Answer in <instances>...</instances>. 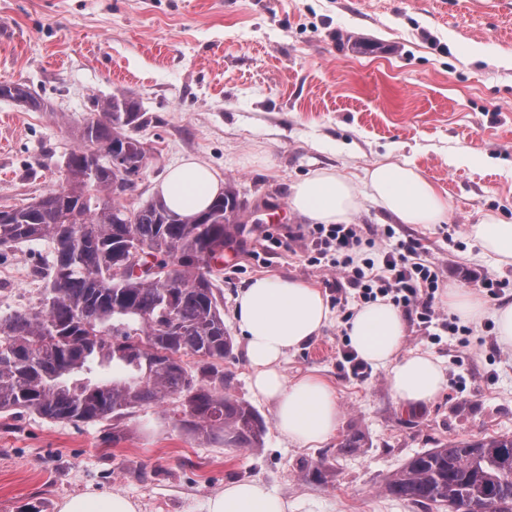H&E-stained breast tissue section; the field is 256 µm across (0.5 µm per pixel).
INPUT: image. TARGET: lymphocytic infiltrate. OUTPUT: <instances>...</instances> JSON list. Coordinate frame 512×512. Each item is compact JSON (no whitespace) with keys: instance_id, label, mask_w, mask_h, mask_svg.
I'll list each match as a JSON object with an SVG mask.
<instances>
[{"instance_id":"lymphocytic-infiltrate-1","label":"lymphocytic infiltrate","mask_w":512,"mask_h":512,"mask_svg":"<svg viewBox=\"0 0 512 512\" xmlns=\"http://www.w3.org/2000/svg\"><path fill=\"white\" fill-rule=\"evenodd\" d=\"M310 238L315 262L336 269L349 285L338 293L339 307H347L353 298L367 303L383 297L415 315L423 327L436 325L448 335H464V328L435 305L441 273L423 259L418 239H398L392 228L370 230L362 224H316ZM380 238L388 239L390 245L379 259L354 261V254L374 248Z\"/></svg>"}]
</instances>
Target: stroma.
<instances>
[{
	"mask_svg": "<svg viewBox=\"0 0 512 512\" xmlns=\"http://www.w3.org/2000/svg\"><path fill=\"white\" fill-rule=\"evenodd\" d=\"M1 82L24 85L42 106L0 99V209L63 185L79 128L115 93L141 103L137 135L152 146L126 206L157 197L189 156L238 192L244 208L216 265L233 339L220 367L266 433L257 448L199 438L182 429L175 399L92 423L19 410L0 417V512H58L88 491L126 495L138 512H205L225 485L250 479L291 512H444L380 488L441 443L512 435V348L498 343L492 317L471 323L461 347L408 322L407 349L437 357L447 380L435 400L409 408L384 370L351 373L334 312L285 364L288 376L314 370L336 391L337 434L314 448L284 439L272 403L253 394L235 317L240 289L263 275L335 302L337 275L311 261L291 187L325 168L360 185L388 156L426 173L448 198L449 222L397 224L368 202L353 223L419 239L443 288L488 279L503 290L487 306L512 302V264L472 234L490 213L512 221V0H0ZM52 257L47 240L0 245V317L40 307ZM352 427L365 446L339 455L338 436ZM321 461L325 481L303 480V467Z\"/></svg>",
	"mask_w": 512,
	"mask_h": 512,
	"instance_id": "stroma-1",
	"label": "stroma"
}]
</instances>
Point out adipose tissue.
<instances>
[{"instance_id": "adipose-tissue-1", "label": "adipose tissue", "mask_w": 512, "mask_h": 512, "mask_svg": "<svg viewBox=\"0 0 512 512\" xmlns=\"http://www.w3.org/2000/svg\"><path fill=\"white\" fill-rule=\"evenodd\" d=\"M367 195L329 169L296 183L290 205L315 224H346L371 200L402 224H440L448 219V199L414 164L381 161L365 172ZM224 190V179L196 159L172 168L159 186L167 205L181 214L205 210ZM481 248L498 261L512 264V221L487 215L474 225ZM443 302L461 319L491 315L498 342L512 347V303L493 308L474 292L451 288ZM235 317L246 339L245 357L255 395L274 405L279 433L293 444L315 446L336 432L340 409L329 383L306 373L288 378L284 363L295 351L321 336L331 320L322 292L307 283L277 276L252 279L238 293ZM348 342L361 360L386 369L394 397L408 406L434 400L444 389L441 364L426 352H404L406 323L392 302L379 299L358 307L346 323ZM59 512H137L125 495L90 491L63 499ZM285 498L256 480L225 485L211 496L206 512H288Z\"/></svg>"}]
</instances>
